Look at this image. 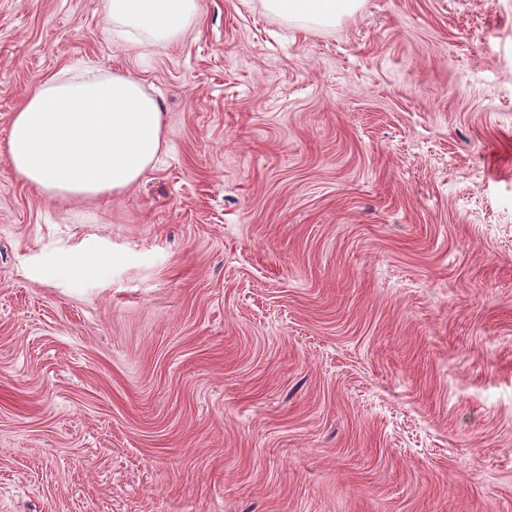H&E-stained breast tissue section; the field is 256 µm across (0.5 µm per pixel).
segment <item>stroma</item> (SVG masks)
I'll use <instances>...</instances> for the list:
<instances>
[{"label":"stroma","instance_id":"1","mask_svg":"<svg viewBox=\"0 0 512 512\" xmlns=\"http://www.w3.org/2000/svg\"><path fill=\"white\" fill-rule=\"evenodd\" d=\"M200 5L0 0V143L85 67L168 143L118 206L0 158V512H512V0ZM103 12L125 52L138 50L145 42H172L198 18V0H104ZM266 9L281 18L304 22L310 27L335 25L353 15L363 0H264Z\"/></svg>","mask_w":512,"mask_h":512}]
</instances>
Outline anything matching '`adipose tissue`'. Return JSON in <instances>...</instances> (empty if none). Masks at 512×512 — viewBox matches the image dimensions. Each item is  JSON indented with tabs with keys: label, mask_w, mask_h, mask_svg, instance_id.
<instances>
[{
	"label": "adipose tissue",
	"mask_w": 512,
	"mask_h": 512,
	"mask_svg": "<svg viewBox=\"0 0 512 512\" xmlns=\"http://www.w3.org/2000/svg\"><path fill=\"white\" fill-rule=\"evenodd\" d=\"M281 18L327 27L362 0H264ZM117 46L172 42L198 18L199 0H103ZM166 146L161 104L131 73L86 70L54 76L14 112L0 156L18 180L62 202L119 201L152 170Z\"/></svg>",
	"instance_id": "1"
}]
</instances>
